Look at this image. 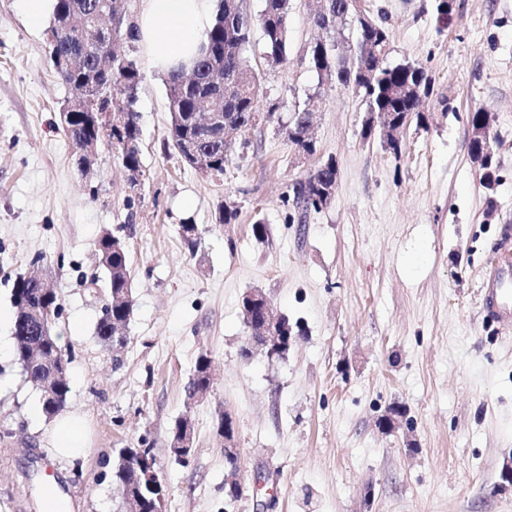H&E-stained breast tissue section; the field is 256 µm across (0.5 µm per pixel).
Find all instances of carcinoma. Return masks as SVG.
I'll return each instance as SVG.
<instances>
[{
	"label": "carcinoma",
	"instance_id": "1",
	"mask_svg": "<svg viewBox=\"0 0 512 512\" xmlns=\"http://www.w3.org/2000/svg\"><path fill=\"white\" fill-rule=\"evenodd\" d=\"M103 5V0H54L52 26L56 36V45L50 48V61L60 79L69 86L75 95L86 99L87 111L100 110L103 103L101 96L87 89V78L97 72L101 56L112 55V46H103L96 52H86L83 49V36L90 24V16ZM326 15L313 17L314 26L323 31L327 17L342 15L346 11H354L350 0H325ZM228 0H218L215 21L208 33L205 43L193 60L195 78L193 83L184 84L178 81L177 70L168 73L166 84V105L170 113L181 112L184 119L170 117L167 128L165 145L175 154L183 151L187 141L196 144L197 151L211 159L216 174H224L227 156L234 145L224 142V134L220 129H214L205 137H200L192 122V112L195 102L201 96L215 99L226 112L235 114L239 120L242 132H248L262 120V112L258 102L262 95L261 85L257 81L247 56L250 44V33L253 26L260 27L263 36L262 55L271 65H281L288 61V14L289 0H264V8L258 18L254 19L248 13L228 18ZM368 39L375 41L377 54L365 62L367 69L373 72L372 81H363L359 67H346V61L336 62L328 59V50L319 48L321 40H316L311 47L310 65L317 74L332 72L336 77V85L343 89L359 92L368 103L369 111L376 117L388 115L395 120H416L422 123L419 110V99L405 94L404 88L414 84L420 88L424 96L433 92V79L428 70L419 63L408 66L398 64L390 67L385 60L390 51L389 34L383 23H378V29L372 31ZM248 75L250 79L243 84V89L233 97L224 96V86L213 83L215 74L224 76L230 73ZM144 79L137 60L129 55L117 56L112 59V71L96 77L99 82L112 85V96L126 99L129 121L124 132L112 135L108 146L117 150L122 166L129 169H143L141 158L128 155L121 147L124 137L140 135V113L137 110L138 91ZM92 132L91 126L81 116L76 115L68 125L65 135L74 150H79ZM336 178V160L327 159L306 181H296L285 194L284 203L306 216L320 211L317 190ZM98 256L106 251L112 252L108 260L110 268L119 273H106L108 295L117 299L123 291L131 287L129 274V254L124 242L112 234L99 237L96 242ZM40 292L38 283L25 275L16 279L12 298L29 299ZM27 339L18 342L16 356L25 360V348L28 341L36 340L40 335V326L29 319L23 327Z\"/></svg>",
	"mask_w": 512,
	"mask_h": 512
}]
</instances>
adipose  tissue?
I'll list each match as a JSON object with an SVG mask.
<instances>
[{"label":"adipose tissue","instance_id":"ef3b65f1","mask_svg":"<svg viewBox=\"0 0 512 512\" xmlns=\"http://www.w3.org/2000/svg\"><path fill=\"white\" fill-rule=\"evenodd\" d=\"M216 0H142L137 19L138 45L148 67L164 72L199 53L214 22ZM51 450L57 457L75 458L88 448L80 418L56 420Z\"/></svg>","mask_w":512,"mask_h":512}]
</instances>
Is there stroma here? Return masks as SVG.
<instances>
[{"label": "stroma", "instance_id": "1", "mask_svg": "<svg viewBox=\"0 0 512 512\" xmlns=\"http://www.w3.org/2000/svg\"><path fill=\"white\" fill-rule=\"evenodd\" d=\"M457 2L452 30L440 32L433 0H363L389 30L387 64L418 61L434 78L401 155L380 136L362 139L365 99L312 70L316 3L292 0L287 63L249 54L260 107L278 118L235 145L223 175L165 152L163 76L145 70L149 178L133 190L110 147L93 174L74 166L60 124L73 93L50 64L47 29L0 0V309H12L18 276L50 281L62 308L54 334L69 356L65 409L90 439L84 459L53 457L52 419L31 414L40 390L13 355L0 357V512H49L50 492L67 512H121L112 465L144 444L165 512H512V490L495 489L512 458V335L479 304L512 225V0ZM314 96L316 151L301 155L282 122ZM476 110L497 136L491 192L467 150ZM330 158L331 203L300 217L284 193ZM228 204L237 219L217 223ZM186 223L200 235L194 254L181 240ZM107 231L123 238L132 270L128 343L117 351L95 336L107 298L95 242ZM254 289L299 333L285 359L241 355L240 302ZM203 354L213 386L190 405ZM393 406L401 426L378 429ZM228 412L233 466L219 431ZM186 413L194 443L182 462L170 441ZM232 482L244 489L234 501Z\"/></svg>", "mask_w": 512, "mask_h": 512}]
</instances>
